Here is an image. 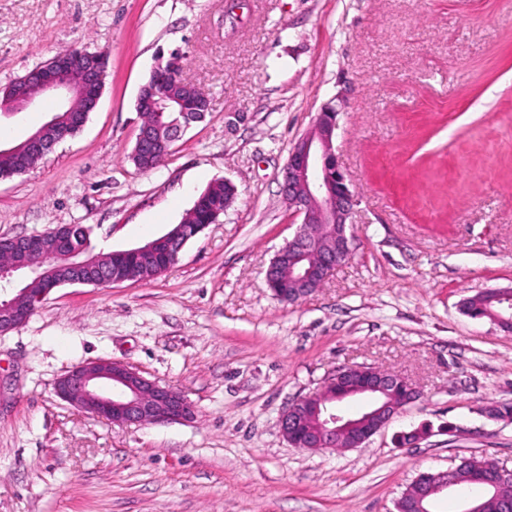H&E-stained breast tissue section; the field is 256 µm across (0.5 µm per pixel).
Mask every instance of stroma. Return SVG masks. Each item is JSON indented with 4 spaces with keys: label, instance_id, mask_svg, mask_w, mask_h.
I'll return each mask as SVG.
<instances>
[{
    "label": "stroma",
    "instance_id": "1",
    "mask_svg": "<svg viewBox=\"0 0 512 512\" xmlns=\"http://www.w3.org/2000/svg\"><path fill=\"white\" fill-rule=\"evenodd\" d=\"M225 4L0 0V88L68 47L109 58L83 128L0 179V238L82 224L95 250L131 248L212 182L237 188L162 276L53 289L0 337V512H396L418 473L459 457L512 469V419L490 414L512 404V335L461 310L512 287V0ZM174 51L210 110L143 172L136 97ZM335 102L359 200L352 255L288 304L265 282L299 222L283 169ZM53 108L0 117V141ZM98 359L182 392L194 418L119 425L56 397V378ZM352 365L398 372L421 397L361 447H292L285 407Z\"/></svg>",
    "mask_w": 512,
    "mask_h": 512
}]
</instances>
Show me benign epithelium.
Here are the masks:
<instances>
[{
    "instance_id": "7a95c632",
    "label": "benign epithelium",
    "mask_w": 512,
    "mask_h": 512,
    "mask_svg": "<svg viewBox=\"0 0 512 512\" xmlns=\"http://www.w3.org/2000/svg\"><path fill=\"white\" fill-rule=\"evenodd\" d=\"M84 64L82 78L74 81L70 74L72 64ZM25 81L38 88L35 95H17L6 91L0 94V112L15 115L51 97L56 106L47 120L20 142L3 144L0 153L34 151L42 157L52 150L58 140L50 139L48 131L57 127L58 114L77 110L90 114L95 111L103 94V65L96 53L84 52L70 56L60 51L35 67ZM192 109L181 122L173 124L167 139L163 140L151 125L139 128L134 152L150 154L168 149L205 112L209 100L194 87H188ZM168 107V98L153 89L139 92L136 109L139 112L158 111ZM340 110L331 104L324 106L315 121L291 147L284 168L281 194L288 207L302 217L291 240L275 255L288 263V278L298 285V297L304 298L323 287L334 273L348 263L352 250L353 224L358 198L351 180L336 154L334 142L339 129ZM336 225L335 248L318 254L313 225ZM77 224L59 227L55 239L45 241V233H34L9 238L10 264L0 267V281L18 285L11 297H0V335L23 325L32 315L35 304L53 289L64 284L106 286L125 281L112 276L99 262V255L74 243ZM197 235L196 227L181 225L175 235H162L132 248L138 254L149 255L158 246H165L173 257H178L187 241ZM42 248L44 262L35 268L29 254ZM64 267L70 275L35 296L21 284L31 274L41 279L52 278L54 271ZM55 395L98 418L119 425L157 424L184 421L192 418L194 405L180 391L145 378L132 367L110 359H101L75 366L58 377L54 383ZM366 400L364 410L356 417L339 413L340 403L351 398ZM420 391L407 378L375 367L339 368L317 392L291 402L282 412L280 429L293 446L322 448H358L369 437L388 426L403 407L415 402ZM309 406L315 428L300 433L301 418L296 406ZM453 485L448 472L423 474L424 489L414 504L415 512H432L435 498L448 494Z\"/></svg>"
}]
</instances>
